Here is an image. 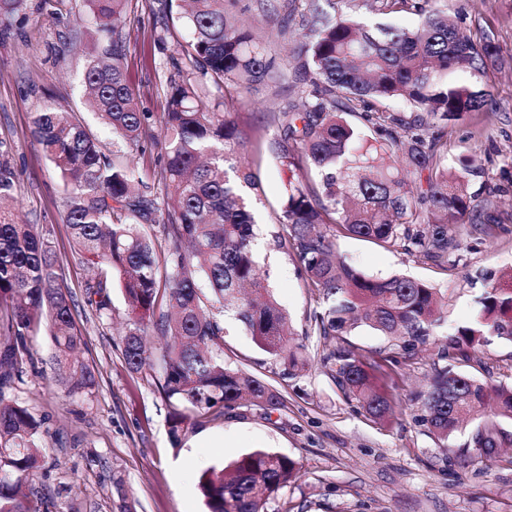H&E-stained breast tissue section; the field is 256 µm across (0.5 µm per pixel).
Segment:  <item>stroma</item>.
Segmentation results:
<instances>
[{"label": "stroma", "mask_w": 512, "mask_h": 512, "mask_svg": "<svg viewBox=\"0 0 512 512\" xmlns=\"http://www.w3.org/2000/svg\"><path fill=\"white\" fill-rule=\"evenodd\" d=\"M442 2L449 15L458 17L464 34L486 31L501 48L488 76L473 81L475 88L490 91L494 110L449 122L447 136L449 162L465 155L477 161L479 172L471 177L469 190L495 217V234L464 236L459 264L445 271L424 258L356 237L337 238L336 251L366 275L404 274L441 288L448 297V322L454 325L471 316L483 273L512 270V0ZM157 8V0H133L125 19L124 61L140 110L155 115L164 110L173 50L157 41ZM237 12L264 37L284 68L294 70L292 44L272 34L255 0H239ZM15 24V30L0 33V155L16 173L20 218L54 227L52 249L83 336L80 358L97 379L92 393L63 398L65 382L52 361L49 324H37L23 379L7 395L58 438L42 462L44 512H207L198 487L201 471L256 449L286 455L299 466L297 478L268 503L267 512H512V449L483 454L472 443L478 427L474 421L441 441L419 419L417 396L430 383L434 346L419 348L411 361L397 362L386 337L365 327L348 335L360 353L382 365L393 424L373 419L337 390L321 365L323 341L305 333L317 297L306 288L294 254L268 244L290 172L269 154L252 150L243 161L258 173L263 187L259 267L288 315L295 342L305 346L306 367L282 377L279 364L234 319L225 318V362L271 384L283 405L268 416L242 407L218 420H202L181 443H173L160 372L133 373L125 363L119 332L130 309L119 286L110 290L108 310L90 304L86 286L95 271L73 247L62 221L60 176L30 134L33 113L60 99L80 110L90 129L98 128L97 116L83 104L84 70L96 38L93 18L82 0H73L71 16L59 20L42 0H27ZM71 29L83 34L74 45L62 40ZM286 102V95L262 86L238 91L235 107L242 121L268 140L278 134L268 115ZM478 357L475 363L452 362L451 368L494 387L512 388V342L490 338ZM62 485L68 491L61 495L57 489Z\"/></svg>", "instance_id": "35a3bbf8"}]
</instances>
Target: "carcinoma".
Returning a JSON list of instances; mask_svg holds the SVG:
<instances>
[{
  "instance_id": "cac0c4a2",
  "label": "carcinoma",
  "mask_w": 512,
  "mask_h": 512,
  "mask_svg": "<svg viewBox=\"0 0 512 512\" xmlns=\"http://www.w3.org/2000/svg\"><path fill=\"white\" fill-rule=\"evenodd\" d=\"M99 39L84 74L88 104L112 143L141 149L150 116L137 108L124 71L122 19L131 0H83ZM158 40L173 36L172 0H158ZM179 19L186 35L169 57L166 107L156 119L163 134L158 181L174 188L160 198L136 171L106 153L103 142L68 105L34 113L32 135L60 173L63 222L88 263L114 270L134 314L121 336L130 372L159 367L160 387L173 406L169 434L181 439L190 420L219 419L239 407L269 413L281 405L270 384L224 363V313L231 312L254 343L289 376L303 367L290 343L288 319L261 279L254 253L259 182L239 165L243 152L264 147L292 173L280 200L277 249L292 251L307 285L318 293L310 330L335 341L323 363L344 397H355L374 419L393 414L390 398L366 369L365 356L344 336L367 326L411 360L448 325V297L405 276L372 278L336 257V238L356 236L446 269L461 259V228L489 235L486 207L468 192L475 162L462 157L448 169L447 126L470 112L493 108L486 90L452 83L448 75L485 76L500 52L490 34L463 36L438 0H282L261 5L277 37L301 30L293 57L302 85L270 113L280 135L263 142L237 112L209 96L214 85L237 91L255 85L288 90L286 73L262 39L230 16L238 0H186ZM25 0H0V27L9 29ZM402 103L410 115L397 112ZM360 115L366 134L348 117ZM15 174L0 161V512H36L41 480V422L5 402L4 388L22 380L28 337L36 320L49 321L67 396L89 393L96 379L73 358L82 341L74 303L49 246L51 224H18ZM164 247H155L157 236ZM477 299L472 318L453 328L439 359L470 360L495 336L512 342V272ZM111 282L87 286L98 310L109 307ZM165 338L160 358L147 327ZM487 387L448 367L434 369L421 395L422 422L448 437L482 414ZM499 409L474 437L490 455L506 443L494 421L512 417V389H496ZM293 459L267 450L211 467L199 478L207 512H265L295 480Z\"/></svg>"
}]
</instances>
